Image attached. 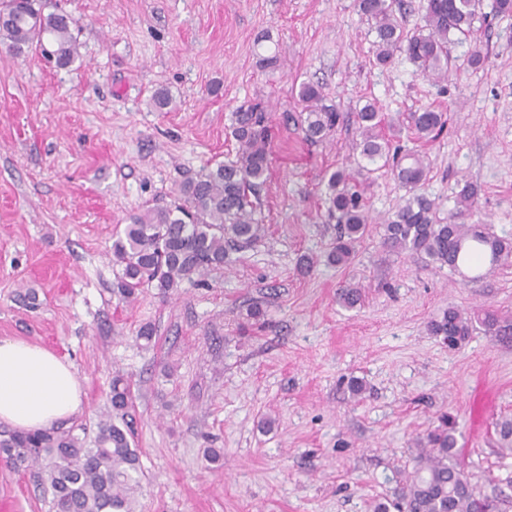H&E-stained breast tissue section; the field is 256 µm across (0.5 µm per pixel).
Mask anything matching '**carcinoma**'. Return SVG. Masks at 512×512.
Listing matches in <instances>:
<instances>
[{
	"instance_id": "carcinoma-1",
	"label": "carcinoma",
	"mask_w": 512,
	"mask_h": 512,
	"mask_svg": "<svg viewBox=\"0 0 512 512\" xmlns=\"http://www.w3.org/2000/svg\"><path fill=\"white\" fill-rule=\"evenodd\" d=\"M489 11H484V7ZM404 0H356L357 12L372 23L376 33L375 60L386 65L403 53L417 72L436 82L448 79L455 57L452 49L466 42L475 22L488 17H512V0H427L423 24L408 29L402 22ZM74 21L60 13L45 14L37 0H0V47L14 54L36 50L55 57L63 68L80 56L73 33ZM302 109L290 115L306 140L329 138L346 115L325 103L321 87L299 85ZM359 140L352 150L370 165L369 174L390 173L408 191L402 205L384 220L383 243L392 250L423 254L428 262L457 270L465 261L488 256L481 279L512 261V239L491 234L484 224H468L477 186L466 183L457 192L448 222L437 218L436 200L416 192L426 180L424 156L404 148L401 133L416 141H434L447 125L446 113L431 106L404 114L381 131L383 119L372 103L355 112ZM230 136L237 143L234 157L205 166L181 188L183 202L153 205L130 217V223L112 238V264L119 267L112 294L134 302L141 288L151 286L167 295L185 280L203 277L230 261V254L254 247L264 225L255 218L260 190L269 175L270 125L267 112L257 105L231 113ZM325 204L328 218L336 220V239L328 261L347 265L369 223L362 191L345 168L328 178ZM361 289L345 286L337 293L347 308L360 303ZM481 329L502 343H512V318L494 309L467 313L450 307L430 321L428 331L450 348H459ZM135 405L124 377L112 379L110 408L100 419L95 436L68 431H0V461L29 471L51 495V512H136L134 494L140 484ZM457 440L444 424L429 432L419 449L413 474L394 499L374 505V512H507L512 505V476L488 480L484 493L464 476ZM511 493H506V490Z\"/></svg>"
}]
</instances>
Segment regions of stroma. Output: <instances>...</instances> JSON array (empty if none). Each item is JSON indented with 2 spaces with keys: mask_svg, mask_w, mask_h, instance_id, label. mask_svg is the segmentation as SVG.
Instances as JSON below:
<instances>
[{
  "mask_svg": "<svg viewBox=\"0 0 512 512\" xmlns=\"http://www.w3.org/2000/svg\"><path fill=\"white\" fill-rule=\"evenodd\" d=\"M75 21L81 57L59 69L0 49V338L53 348L74 365L95 434L115 375L135 395L144 477L137 512H372L415 468L418 440L448 414L473 485L512 473L494 423L512 417V345L474 332L451 349L429 334L448 307L512 315V264L474 280L382 243L406 194L392 176L366 191L375 219L344 267L328 264L336 224L324 192L356 138L343 125L307 142L287 120L301 82L343 112L373 101L386 117L432 106L448 123L418 144L421 193L447 218L479 189L471 223L512 237V47L507 21L468 43L482 69L446 81L405 55L374 62L375 33L355 0H40ZM172 103L152 105L155 92ZM271 115L270 174L256 216L266 232L203 282L162 296L112 295V236L146 206L177 201L206 164L234 154L230 114ZM314 256L311 273L299 259ZM360 284L361 306L336 291ZM33 291L38 306L18 299ZM265 329L245 328L249 306ZM152 324V343L137 330ZM363 382L352 398L349 379ZM208 448L223 457L205 459ZM49 512L32 477L0 464V506Z\"/></svg>",
  "mask_w": 512,
  "mask_h": 512,
  "instance_id": "35a3bbf8",
  "label": "stroma"
}]
</instances>
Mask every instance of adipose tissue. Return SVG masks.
Here are the masks:
<instances>
[{"mask_svg":"<svg viewBox=\"0 0 512 512\" xmlns=\"http://www.w3.org/2000/svg\"><path fill=\"white\" fill-rule=\"evenodd\" d=\"M83 405L82 385L66 358L23 339H0V424L48 431Z\"/></svg>","mask_w":512,"mask_h":512,"instance_id":"ef3b65f1","label":"adipose tissue"}]
</instances>
